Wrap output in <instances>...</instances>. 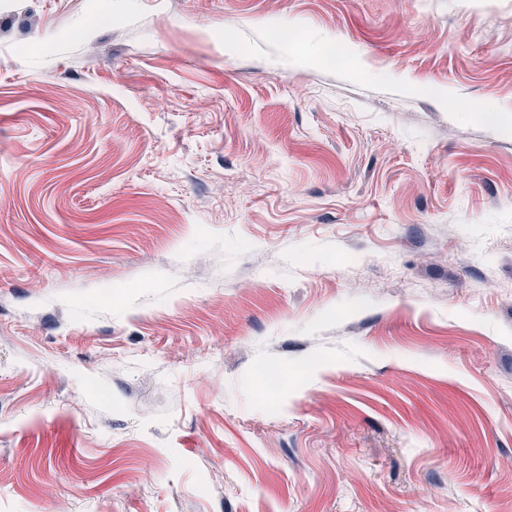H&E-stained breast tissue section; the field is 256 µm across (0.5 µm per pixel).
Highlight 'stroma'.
<instances>
[{"label": "stroma", "instance_id": "1", "mask_svg": "<svg viewBox=\"0 0 512 512\" xmlns=\"http://www.w3.org/2000/svg\"><path fill=\"white\" fill-rule=\"evenodd\" d=\"M0 512H512V0H0Z\"/></svg>", "mask_w": 512, "mask_h": 512}]
</instances>
